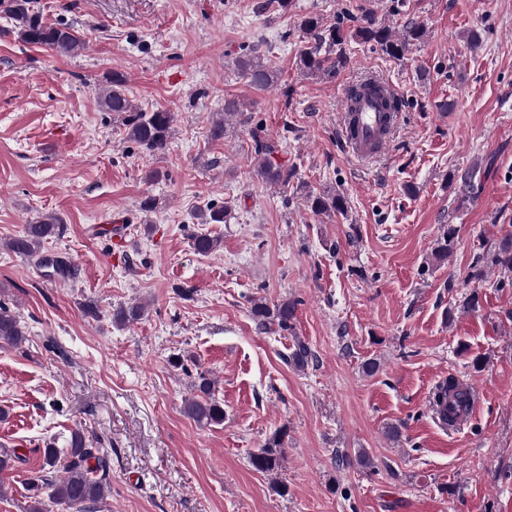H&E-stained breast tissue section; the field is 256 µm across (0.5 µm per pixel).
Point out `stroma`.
<instances>
[{"label": "stroma", "instance_id": "stroma-1", "mask_svg": "<svg viewBox=\"0 0 512 512\" xmlns=\"http://www.w3.org/2000/svg\"><path fill=\"white\" fill-rule=\"evenodd\" d=\"M35 3L87 46L60 57L24 44L0 13V303L26 331L0 344V448L20 456L0 475V512H26L38 448L66 447L74 429L107 463L99 512H512V282L495 266L471 276L484 240L512 234V0H407L397 15L390 0ZM347 8L425 34L400 58L349 37L336 76L303 72L301 20L328 26ZM254 50L279 68L277 86L240 77L235 59ZM115 72L136 107L174 114L164 153L100 108ZM372 73L399 90L405 123L362 164L337 121L345 88ZM258 128L294 168L289 187L255 176ZM471 168L474 197L459 180ZM334 190L346 214L308 207ZM211 203L227 206L225 223L197 222ZM48 214L63 232L45 253L77 270L66 281L8 248ZM196 233L218 250L194 252ZM254 298L296 301L293 332L259 331ZM89 299L99 317L84 315ZM132 302L143 319L116 326L113 309ZM298 339L316 355L302 370L288 362ZM196 371L214 378L223 424L184 414ZM451 376L483 394L454 430L430 409ZM279 430L278 474L254 470Z\"/></svg>", "mask_w": 512, "mask_h": 512}]
</instances>
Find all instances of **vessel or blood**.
I'll use <instances>...</instances> for the list:
<instances>
[{"label": "vessel or blood", "mask_w": 512, "mask_h": 512, "mask_svg": "<svg viewBox=\"0 0 512 512\" xmlns=\"http://www.w3.org/2000/svg\"><path fill=\"white\" fill-rule=\"evenodd\" d=\"M376 91L361 96H346L339 114L341 142L347 153L366 161L378 157L391 143L398 127L400 113L386 109V100L396 97L394 86L376 79Z\"/></svg>", "instance_id": "vessel-or-blood-1"}]
</instances>
